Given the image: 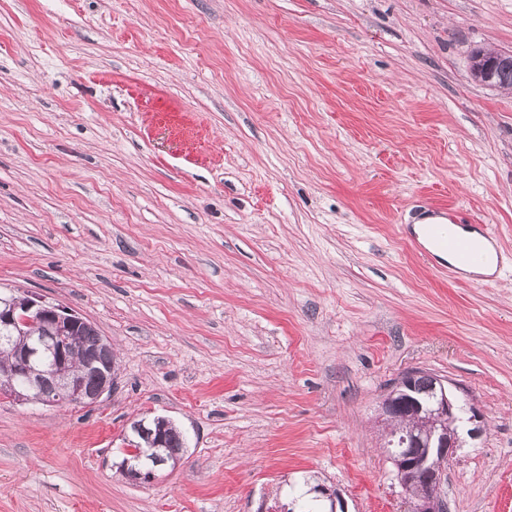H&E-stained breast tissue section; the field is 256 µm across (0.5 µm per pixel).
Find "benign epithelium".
Returning <instances> with one entry per match:
<instances>
[{
	"label": "benign epithelium",
	"instance_id": "1",
	"mask_svg": "<svg viewBox=\"0 0 512 512\" xmlns=\"http://www.w3.org/2000/svg\"><path fill=\"white\" fill-rule=\"evenodd\" d=\"M470 73L475 81L497 87L498 72L512 65V58L497 51L475 49L469 57ZM39 322L40 336L35 342L19 343L14 331L20 325ZM87 320L72 309L53 304L27 293H0V345L10 349L13 372L0 377V394L25 404L27 391L40 393V404L56 406L68 401L80 406H93L112 390L114 372L99 373L97 384L88 388L83 373L71 367L73 356L65 332L74 324ZM412 418L415 425L397 429L388 447V459L404 494L409 512H444L441 498L447 473L446 464L462 447L459 432L472 439L487 431L485 415L470 401H461L448 387V382L421 370L407 371L384 394L379 402V418L392 424ZM133 459L126 464V475L133 481L148 482L163 461L147 468L140 462L141 453L131 451ZM314 500L324 512H348L339 493L317 485L311 490Z\"/></svg>",
	"mask_w": 512,
	"mask_h": 512
}]
</instances>
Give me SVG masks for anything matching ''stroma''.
<instances>
[{"mask_svg": "<svg viewBox=\"0 0 512 512\" xmlns=\"http://www.w3.org/2000/svg\"><path fill=\"white\" fill-rule=\"evenodd\" d=\"M512 0H0V290L117 353L95 407L0 397V512H281L304 476L404 512L399 376L464 388L445 512H512V265L435 270L430 205L512 251ZM185 435L151 483L132 425ZM469 63V70L475 81L489 87L499 88L496 76L501 69L512 65L511 52L503 56L497 51L474 49L470 54ZM499 79L503 89L512 87V67L503 69ZM130 454L134 457L126 461V475L133 481L149 482L155 476V468L165 464L161 459H155L154 468H145L140 462L141 453L132 450ZM130 462H132V464H130Z\"/></svg>", "mask_w": 512, "mask_h": 512, "instance_id": "obj_1", "label": "stroma"}]
</instances>
